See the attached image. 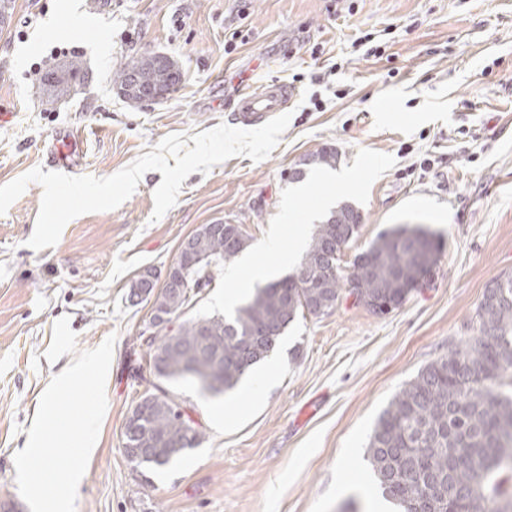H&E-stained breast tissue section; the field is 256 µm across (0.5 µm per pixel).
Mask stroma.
<instances>
[{
	"label": "stroma",
	"instance_id": "obj_1",
	"mask_svg": "<svg viewBox=\"0 0 512 512\" xmlns=\"http://www.w3.org/2000/svg\"><path fill=\"white\" fill-rule=\"evenodd\" d=\"M0 26V185L36 167L60 130L82 126L81 175L108 177L170 134L240 126V90L298 91L270 156L190 174L152 220L162 180L147 172L121 206L72 219L55 246L28 247L42 188L0 215V498L30 512L15 453L41 395L71 364L48 362L68 318L77 351L116 343L107 410L75 512H337L378 498L366 447L395 394L472 334L486 287L512 275V0H13ZM163 54L177 90L134 107L112 84L121 64ZM336 147L339 183L303 161ZM303 179H294L296 169ZM348 202L363 224L356 255L396 224L440 237L433 281L388 315L342 295L297 317L264 365L230 392L168 382L203 432L196 448L142 483L124 453L129 410L158 382L142 338L151 301L131 304L143 273L164 278L200 225H241L247 254L268 257ZM259 397H252L254 386Z\"/></svg>",
	"mask_w": 512,
	"mask_h": 512
}]
</instances>
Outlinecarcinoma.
Segmentation results:
<instances>
[{
  "label": "carcinoma",
  "mask_w": 512,
  "mask_h": 512,
  "mask_svg": "<svg viewBox=\"0 0 512 512\" xmlns=\"http://www.w3.org/2000/svg\"><path fill=\"white\" fill-rule=\"evenodd\" d=\"M144 80L129 91L131 74ZM181 72L148 54L131 59L113 79L133 106L150 87L177 85ZM338 153L323 146L304 164L336 166ZM343 220L315 226L296 272L254 289L230 317H185L197 294L163 288L152 312L165 326L146 339L157 378L211 381L223 393L274 349L298 314L319 316L336 308L353 284L367 309L383 315L400 307L426 266L438 263L439 239L420 225L382 231L344 271L326 256L330 241L356 234L362 216L345 203ZM248 244L238 224L193 234L177 265L191 268V283L203 290L212 268L232 262ZM505 299L481 301L474 335L447 357L426 367L394 396L380 415L366 449L381 494L405 512H512V494L502 474L512 471V275L501 278ZM202 431L167 389L157 386L129 411L123 448H138L141 471L168 465L196 447Z\"/></svg>",
  "instance_id": "cac0c4a2"
}]
</instances>
